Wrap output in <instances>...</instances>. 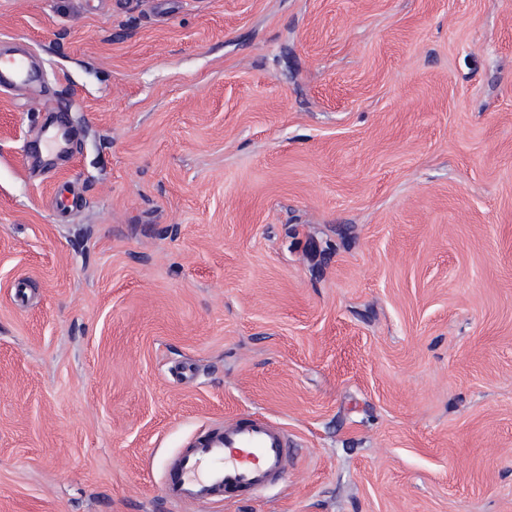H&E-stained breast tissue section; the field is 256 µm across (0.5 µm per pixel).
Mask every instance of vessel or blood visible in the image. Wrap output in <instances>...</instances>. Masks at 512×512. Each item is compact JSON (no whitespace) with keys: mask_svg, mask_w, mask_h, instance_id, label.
Masks as SVG:
<instances>
[{"mask_svg":"<svg viewBox=\"0 0 512 512\" xmlns=\"http://www.w3.org/2000/svg\"><path fill=\"white\" fill-rule=\"evenodd\" d=\"M30 76L24 59L0 58L1 84ZM290 458L287 430L267 418L249 415L215 422L188 438L166 462L162 489L175 506L251 498L283 481Z\"/></svg>","mask_w":512,"mask_h":512,"instance_id":"b4317fda","label":"vessel or blood"}]
</instances>
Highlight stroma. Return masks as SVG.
I'll return each instance as SVG.
<instances>
[{"instance_id": "stroma-1", "label": "stroma", "mask_w": 512, "mask_h": 512, "mask_svg": "<svg viewBox=\"0 0 512 512\" xmlns=\"http://www.w3.org/2000/svg\"><path fill=\"white\" fill-rule=\"evenodd\" d=\"M14 48L0 512H512V0H0ZM243 414L286 480L168 505ZM31 77L27 62L22 58H0V83H16L26 81Z\"/></svg>"}]
</instances>
